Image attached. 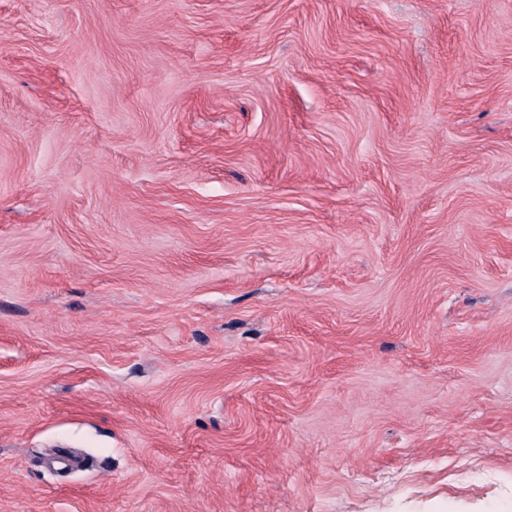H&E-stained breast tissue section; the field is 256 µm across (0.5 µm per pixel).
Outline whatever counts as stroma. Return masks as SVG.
Masks as SVG:
<instances>
[{
  "label": "stroma",
  "instance_id": "stroma-1",
  "mask_svg": "<svg viewBox=\"0 0 512 512\" xmlns=\"http://www.w3.org/2000/svg\"><path fill=\"white\" fill-rule=\"evenodd\" d=\"M0 512H512V0H0Z\"/></svg>",
  "mask_w": 512,
  "mask_h": 512
}]
</instances>
